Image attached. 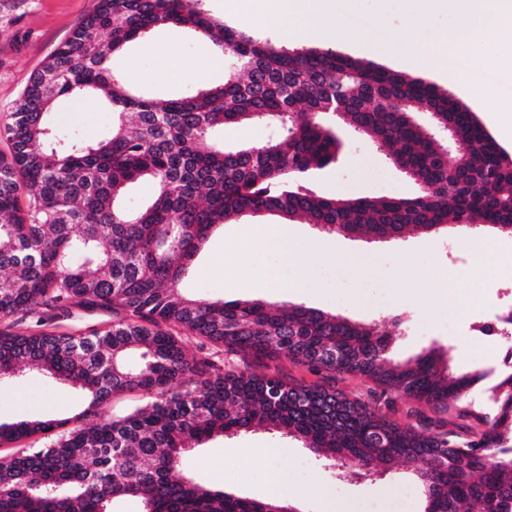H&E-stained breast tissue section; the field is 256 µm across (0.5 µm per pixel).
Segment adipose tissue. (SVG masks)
<instances>
[{
	"label": "adipose tissue",
	"instance_id": "obj_1",
	"mask_svg": "<svg viewBox=\"0 0 512 512\" xmlns=\"http://www.w3.org/2000/svg\"><path fill=\"white\" fill-rule=\"evenodd\" d=\"M262 11L257 24L275 29L299 40L308 38L332 41L336 31L327 14V0H261ZM452 24L441 33L435 45L422 42L410 34L408 52L414 65H421L432 48L467 46L512 35V0H449Z\"/></svg>",
	"mask_w": 512,
	"mask_h": 512
}]
</instances>
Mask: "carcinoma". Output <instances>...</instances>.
<instances>
[{
  "label": "carcinoma",
  "mask_w": 512,
  "mask_h": 512,
  "mask_svg": "<svg viewBox=\"0 0 512 512\" xmlns=\"http://www.w3.org/2000/svg\"><path fill=\"white\" fill-rule=\"evenodd\" d=\"M207 37L234 66L159 100L105 65L163 26ZM96 94L112 124L93 144L61 137L49 120L62 98ZM430 116V128L416 121ZM271 124L279 135L226 149L224 125ZM385 151L419 186L410 198L323 197L303 185L336 157L333 124ZM459 142L453 159L433 134ZM0 154V321L20 312L68 320L105 312V330L73 335L0 332V380L27 368L78 386L92 422L0 423V441L49 435L44 448L0 458V512H296L279 501L235 496L187 474L185 455L215 436L277 430L347 473L373 475L404 462L423 512H512V372H454V347L388 357L402 319L373 324L302 304L224 301L182 287L214 227L239 215L304 219L325 232L396 239L411 229L485 224L512 234V154L447 90L329 49L255 39L215 21L204 0H95L93 10L30 78L3 130ZM144 207L123 206L140 181ZM26 197L25 207L19 197ZM201 340L188 356L182 335ZM221 346L240 364L205 352ZM315 373L372 382L351 399L250 363L281 356ZM488 401L469 397L477 385ZM152 402L122 418L112 395ZM402 412L406 424L393 419Z\"/></svg>",
  "instance_id": "cac0c4a2"
}]
</instances>
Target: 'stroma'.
Segmentation results:
<instances>
[{
  "label": "stroma",
  "instance_id": "obj_1",
  "mask_svg": "<svg viewBox=\"0 0 512 512\" xmlns=\"http://www.w3.org/2000/svg\"><path fill=\"white\" fill-rule=\"evenodd\" d=\"M328 6L343 33L330 42V49L393 71L407 69V48L399 33L415 27L430 42L451 24L444 10L418 22L411 0H329ZM92 7L93 0H0V126L10 122L30 76ZM205 8L215 20L253 37L280 36L235 11L231 0H206ZM167 55L180 58L182 69L162 72L159 60ZM109 65L130 84L149 87L161 99L203 80L224 79L223 62L204 53L196 34L177 26L142 35L110 58ZM420 76L467 104L497 144L512 153V139L503 134L512 125V62L499 59L474 69L467 51L453 50L438 56ZM50 120L76 141L90 144L110 126L112 109L94 95L62 99ZM337 135L341 147L335 162L310 170L304 177L307 188L326 197L350 198H404L416 192V185L389 163L383 151L351 129H339ZM278 221L275 215L241 216L220 226L185 280L187 291L227 301L300 303L376 324L382 331L389 329L393 315L400 314L404 331L391 343L390 358L406 359L450 345L455 370L500 366L498 355L487 353L484 337L475 330L484 313L512 302V282L472 264L467 229L445 235L413 231L396 241H382L328 234L295 221L292 245L302 258L289 265L277 251L255 250L260 225ZM436 266L461 273L459 313L449 314L437 301L434 283L420 280L423 271ZM84 408L80 389L36 371L0 383V423L66 419ZM245 448L253 449L252 459L242 457ZM185 462L208 484L238 496L266 498L268 475L276 471L283 488L317 486L336 500L352 502L355 512H421L419 492L406 465H393L381 476L341 475L324 468L302 443L276 431L214 437L188 453Z\"/></svg>",
  "mask_w": 512,
  "mask_h": 512
}]
</instances>
